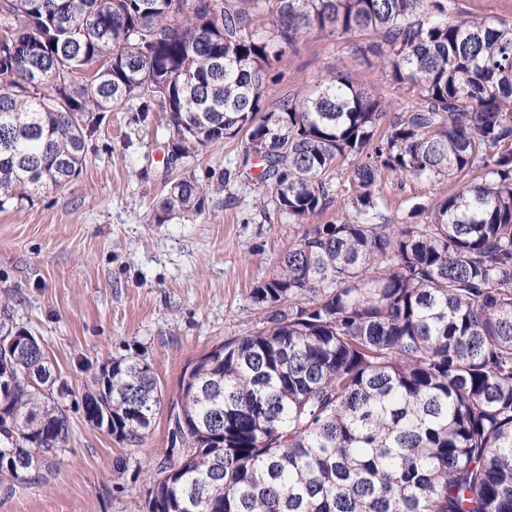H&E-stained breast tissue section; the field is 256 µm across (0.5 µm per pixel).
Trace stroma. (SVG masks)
<instances>
[{
	"label": "stroma",
	"instance_id": "obj_1",
	"mask_svg": "<svg viewBox=\"0 0 512 512\" xmlns=\"http://www.w3.org/2000/svg\"><path fill=\"white\" fill-rule=\"evenodd\" d=\"M350 42L315 28L305 33L275 63L267 105L306 97L335 70L388 98L392 109L409 103L383 69L351 53ZM167 150L161 112L142 123L123 110L104 113L77 178L34 204L0 211V297L17 326L39 338L70 391L59 401L70 436L56 465L0 491V512H146L151 478L172 445L167 405L185 367L259 319L251 288L276 273L303 231L349 208L342 196L295 224L260 207L238 136L171 166ZM228 170L237 174L229 183ZM188 175L208 191V209L156 223L168 182ZM378 189L383 215L399 223L454 186L385 175ZM131 355L151 366L165 403L136 447L88 422L80 400L103 359Z\"/></svg>",
	"mask_w": 512,
	"mask_h": 512
}]
</instances>
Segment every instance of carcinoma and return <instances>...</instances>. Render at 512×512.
I'll return each mask as SVG.
<instances>
[{
  "instance_id": "1",
  "label": "carcinoma",
  "mask_w": 512,
  "mask_h": 512,
  "mask_svg": "<svg viewBox=\"0 0 512 512\" xmlns=\"http://www.w3.org/2000/svg\"><path fill=\"white\" fill-rule=\"evenodd\" d=\"M0 0V210L83 169L103 112L165 113L174 163L241 133L263 203L299 224L332 206L353 164L350 213L302 233L250 291L264 319L185 369L169 410L177 456L148 512H512V25L443 0ZM371 35L352 51L416 96L389 103L339 70L266 106L271 71L308 29ZM479 176L414 224L380 215L382 173ZM172 182L157 223L208 208ZM3 491L50 469L69 439L50 361L0 352ZM162 403L137 357L99 365L87 421L140 445ZM17 418L16 428L10 419ZM35 453L33 468L24 461Z\"/></svg>"
}]
</instances>
